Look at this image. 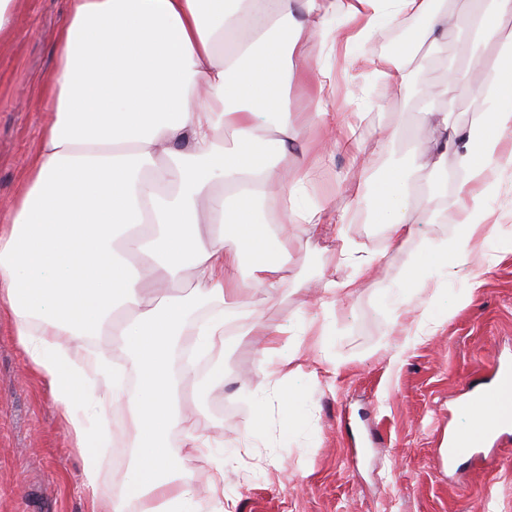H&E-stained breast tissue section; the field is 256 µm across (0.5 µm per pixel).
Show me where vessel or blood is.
Instances as JSON below:
<instances>
[{
    "label": "vessel or blood",
    "mask_w": 512,
    "mask_h": 512,
    "mask_svg": "<svg viewBox=\"0 0 512 512\" xmlns=\"http://www.w3.org/2000/svg\"><path fill=\"white\" fill-rule=\"evenodd\" d=\"M470 423L464 430L449 434L442 457L453 465L465 458H479L492 463L486 449L494 438L512 428V363H497L491 380L472 386L466 400Z\"/></svg>",
    "instance_id": "b4317fda"
}]
</instances>
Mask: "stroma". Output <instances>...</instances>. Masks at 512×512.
<instances>
[{"mask_svg": "<svg viewBox=\"0 0 512 512\" xmlns=\"http://www.w3.org/2000/svg\"><path fill=\"white\" fill-rule=\"evenodd\" d=\"M66 9V0H14V26L0 34V225L24 189L25 162L47 116L46 85L57 68L56 37ZM427 23L413 17L382 27L365 48L369 54L407 49L408 93L382 86L362 64L341 56L332 61L337 111L366 115L360 152L369 164L358 168L351 155L337 152L309 184L308 199L346 213L343 233L360 255L379 257L373 278L349 298L320 304L319 280H344L353 268L337 261L335 241L298 236L278 292L255 291L246 306L250 319L284 327L286 347L302 317L327 325L326 335L304 337L298 370L286 374L257 352L248 321L233 327L223 349L198 355V378H224L223 389L188 392L199 405L196 430L212 442V455L180 453L171 466L193 477L196 499L209 500L211 460L225 459L224 512H512V439L495 443L497 462L490 468L479 461L451 468L441 457L449 431L467 425L466 389L488 379L496 359L512 358V237L492 230L512 226V180L504 179L489 205L479 260L446 275L427 265L418 299L447 316L431 335L407 343L406 326L381 296L412 258L427 264V247L458 230L446 179L426 184L413 166L412 140L431 136L438 113L465 132L475 125L481 86L449 84L444 67L472 54L499 63L496 42L462 27L449 30L447 54L423 68L431 52L422 38ZM429 85L444 90L430 110L419 104ZM288 108L299 118L297 147L313 158L319 127L307 118L309 84L292 82ZM380 125L397 132L383 146L372 134ZM393 164L410 177L413 234L400 247L389 245L386 226L368 203ZM344 177L358 184L357 193L340 190ZM467 295L471 303L462 304ZM103 416L110 438L92 492L47 385L20 348L10 318L0 317V512H93L94 496L120 497L141 431L126 409Z\"/></svg>", "mask_w": 512, "mask_h": 512, "instance_id": "35a3bbf8", "label": "stroma"}]
</instances>
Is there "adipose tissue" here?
<instances>
[{
	"label": "adipose tissue",
	"mask_w": 512,
	"mask_h": 512,
	"mask_svg": "<svg viewBox=\"0 0 512 512\" xmlns=\"http://www.w3.org/2000/svg\"><path fill=\"white\" fill-rule=\"evenodd\" d=\"M440 0H68L58 40V66L48 85L52 110L26 164V188L11 223L0 228V311L34 370L46 381L75 448L86 457L84 481L99 482L94 420L106 405L129 408L147 443L130 470L129 495L141 512H211L198 504L189 476L168 470L167 434L175 428L196 452L183 412L192 366L174 371L171 351L196 306L211 315L196 327V345L224 339L227 316L240 313L253 286L275 293L291 236L271 249V231L255 216L256 202L277 193L279 221L307 237H336L339 261L354 266L344 280H326L322 294L346 297L369 279L376 257H360L335 232L341 215L310 204L305 195L315 163L288 161L296 124L288 112L290 61H310L312 43L326 56H352L380 21L425 16L424 37L438 44L450 25ZM512 0H473L468 19L483 38L499 42L503 63L494 89L476 106L478 134L465 138L440 118L442 145L452 148L462 176L454 187L458 233L432 252L435 268L459 267L476 256L475 240L489 213L486 201L512 173V148L501 135L512 128ZM375 79L408 92L405 53L368 56ZM332 67L312 79L321 148L359 149L360 112H333ZM235 135L225 147L224 132ZM406 184L389 173L374 196L388 211L389 241L413 228L404 204ZM213 225L209 236L197 228ZM143 256L139 267L129 253ZM255 276L239 278L243 255ZM165 270L191 280L185 296H154L147 279ZM69 332L71 345L60 340ZM104 332L115 335L96 367L105 394L83 380L73 345ZM136 367L139 386L127 392L114 379V357Z\"/></svg>",
	"instance_id": "adipose-tissue-1"
}]
</instances>
